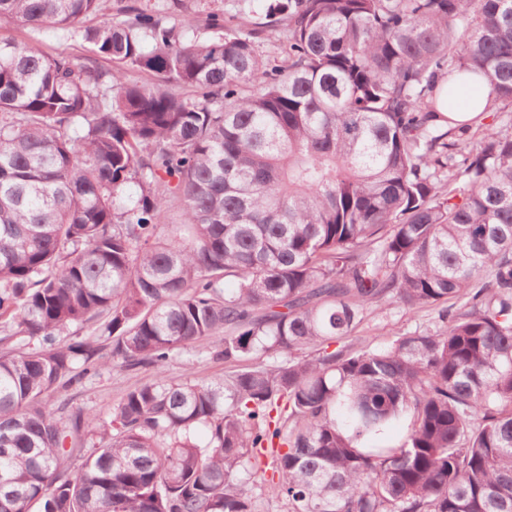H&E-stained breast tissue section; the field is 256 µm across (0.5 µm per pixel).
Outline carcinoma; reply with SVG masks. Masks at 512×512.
Wrapping results in <instances>:
<instances>
[{"mask_svg": "<svg viewBox=\"0 0 512 512\" xmlns=\"http://www.w3.org/2000/svg\"><path fill=\"white\" fill-rule=\"evenodd\" d=\"M239 2L0 0L114 64L0 39V512H512V134L453 105L512 106V0ZM375 303L442 326L354 350ZM90 323L156 372L107 422L44 402L104 366L60 340ZM216 336L223 378L162 374ZM177 3H182L183 7H178ZM127 4L147 10L159 7L164 8L167 24L169 26L174 25L178 29H180L183 20L187 17H194L198 14L206 16L208 13H215L221 18L224 17V20H228L238 11L237 0H122V2L120 0H112L109 12L110 17H112V14L116 15L117 10ZM259 53L268 60L280 59L286 49V41L281 32L264 35L257 43Z\"/></svg>", "mask_w": 512, "mask_h": 512, "instance_id": "carcinoma-1", "label": "carcinoma"}]
</instances>
